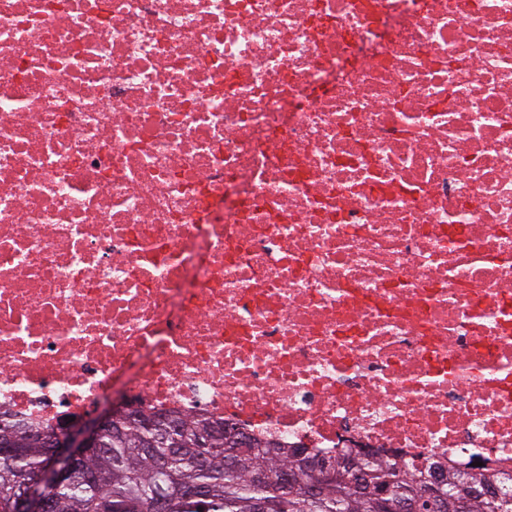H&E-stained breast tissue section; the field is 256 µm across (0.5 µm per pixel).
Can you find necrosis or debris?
Wrapping results in <instances>:
<instances>
[{
    "mask_svg": "<svg viewBox=\"0 0 512 512\" xmlns=\"http://www.w3.org/2000/svg\"><path fill=\"white\" fill-rule=\"evenodd\" d=\"M117 383L512 474V0H0V416Z\"/></svg>",
    "mask_w": 512,
    "mask_h": 512,
    "instance_id": "obj_1",
    "label": "necrosis or debris"
}]
</instances>
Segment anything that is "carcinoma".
Segmentation results:
<instances>
[{
  "instance_id": "carcinoma-1",
  "label": "carcinoma",
  "mask_w": 512,
  "mask_h": 512,
  "mask_svg": "<svg viewBox=\"0 0 512 512\" xmlns=\"http://www.w3.org/2000/svg\"><path fill=\"white\" fill-rule=\"evenodd\" d=\"M32 430L0 422V437L13 440L19 452L0 456V512H17L16 504L27 485L47 473L55 460L44 448L30 444ZM207 434L208 448L196 446ZM246 438L239 447L234 436ZM308 464H328L363 471L373 485L390 498L415 495L429 478L412 479L404 466L380 458L351 462L298 455L275 458L254 437L229 422L136 412L120 416L80 464L77 477L49 491L52 512H156L155 493H165L164 512H373L370 493L347 480L337 479L309 493ZM264 471L288 474V487L262 483ZM189 485H203L204 500L183 493ZM443 512H512V476L491 480L484 475L452 473L444 488Z\"/></svg>"
}]
</instances>
